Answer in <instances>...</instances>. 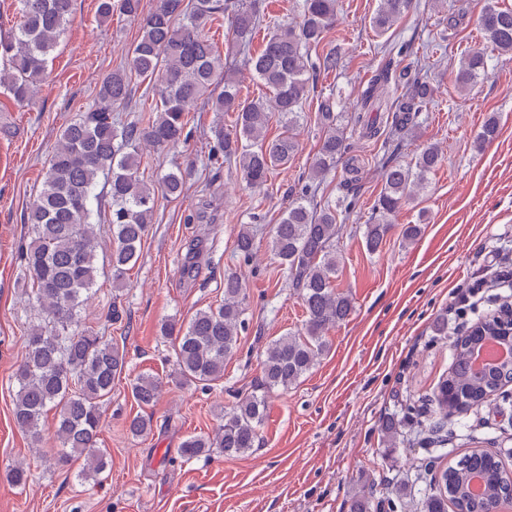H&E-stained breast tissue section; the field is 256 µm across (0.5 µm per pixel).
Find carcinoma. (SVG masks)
Wrapping results in <instances>:
<instances>
[{"label": "carcinoma", "mask_w": 512, "mask_h": 512, "mask_svg": "<svg viewBox=\"0 0 512 512\" xmlns=\"http://www.w3.org/2000/svg\"><path fill=\"white\" fill-rule=\"evenodd\" d=\"M259 0H156L155 8L141 20V35L133 45L126 66L112 71L100 84V106L68 124L48 161L42 188L29 207L26 223L34 238L23 253L33 285L40 320L32 325L24 341V353L14 372L17 391L13 420L31 440L43 444V418L56 415L53 439L55 461L66 466L72 458H84L80 475L102 473L108 452L97 447L104 425L103 404L112 395L116 376L126 367V354L92 328L81 326L86 305L99 274L109 271L112 285L121 287L137 264L141 244L152 221L156 190L177 198L183 190L180 174L171 171L160 182L149 183L139 175L141 144L167 148L178 144L186 128L185 114L205 98L214 112L236 114L234 135L224 128L214 130L216 146L208 160H234L241 179L251 187L266 184L272 171L288 164L298 150L294 130L310 83V51L325 38L336 20V0H303L302 16L283 23L267 34L263 49L248 60L258 80L272 93L268 98L244 99L231 74L224 71L220 54L202 30L217 15L226 14L233 41L249 42L259 23ZM412 0H380L371 19L374 30L387 33L410 11ZM20 22L0 37V88L12 102H32L37 84L46 76L48 57L58 37L75 20L73 0H17ZM119 11L136 18L140 0H99L98 16L112 17ZM477 24L485 45L469 49L455 74L460 90H468L488 73V52L512 53V8L499 0H483ZM159 76L155 88L154 115L144 125L125 122L113 113L125 108L134 95L132 78ZM394 84L399 91L389 95L381 87ZM432 91L405 70L394 75L384 70L366 88L359 112L373 111L383 103L391 113L390 129L409 128L414 113L422 111ZM278 114L283 131L267 136L268 113ZM322 120L326 134L314 158L310 178L324 176L349 150L337 115L326 111ZM499 133L496 116H489L475 138L482 148ZM442 161L439 149L425 146L413 164L389 163L383 172V187L375 211L378 219L362 228L368 252H379L393 225L388 217L420 195L428 176ZM103 190H97L98 185ZM107 212L112 230V251L107 264L99 263L97 225ZM339 227L336 209L310 207L293 199L285 207L271 234V253L286 271L290 286L305 309L303 327L271 340L262 353V390L238 398L230 412L220 416L215 433L186 436L179 448L185 461L206 459L214 452L227 457L244 455L255 448L267 414L266 394L286 390L309 373L327 350L324 333L346 321L354 302L336 289L340 258L335 239ZM253 235L242 228L236 250L252 256ZM246 292L240 278L224 275V302L199 309L185 326L167 320L161 324L164 338L173 341L178 379L183 384L208 386L224 377V361L239 347L244 327ZM496 338L509 340L512 331L488 323L487 334L471 333L454 345L448 376L441 382L437 406L444 415L463 412L489 399L512 383V361L476 369L475 347ZM162 381L142 374L130 383L133 399L144 408L155 405ZM134 437L151 433L152 419L135 415L126 421ZM16 486L27 484L30 469L17 463L6 470ZM481 478L483 490L470 491L471 479ZM421 473L411 482L396 485L391 506L405 512L415 497ZM434 491L421 499V512H490L512 496V470L499 455L473 450L435 477Z\"/></svg>", "instance_id": "cac0c4a2"}]
</instances>
